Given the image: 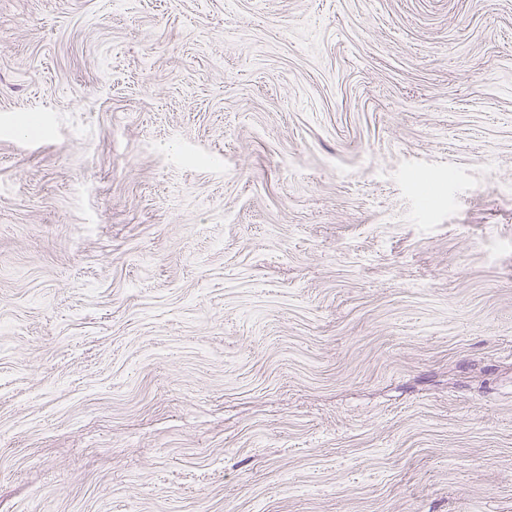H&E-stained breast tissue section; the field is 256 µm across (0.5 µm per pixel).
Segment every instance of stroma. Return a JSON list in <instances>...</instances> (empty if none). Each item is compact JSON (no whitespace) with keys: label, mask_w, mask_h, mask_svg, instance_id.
Returning <instances> with one entry per match:
<instances>
[{"label":"stroma","mask_w":512,"mask_h":512,"mask_svg":"<svg viewBox=\"0 0 512 512\" xmlns=\"http://www.w3.org/2000/svg\"><path fill=\"white\" fill-rule=\"evenodd\" d=\"M0 512H512V0H0Z\"/></svg>","instance_id":"1"}]
</instances>
